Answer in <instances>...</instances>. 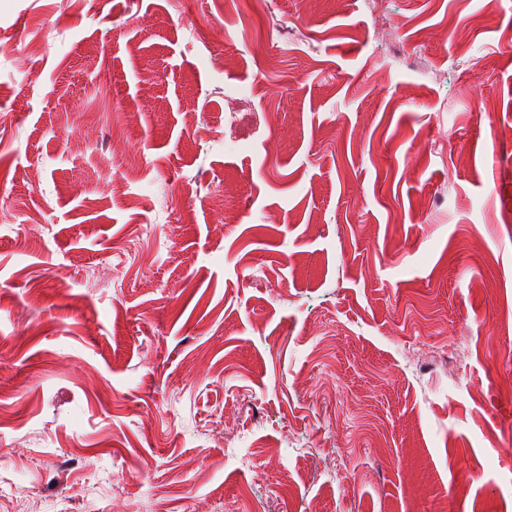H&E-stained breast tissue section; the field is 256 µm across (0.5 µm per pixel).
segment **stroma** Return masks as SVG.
I'll return each mask as SVG.
<instances>
[{"label": "stroma", "mask_w": 512, "mask_h": 512, "mask_svg": "<svg viewBox=\"0 0 512 512\" xmlns=\"http://www.w3.org/2000/svg\"><path fill=\"white\" fill-rule=\"evenodd\" d=\"M506 43L512 0H0V512H512Z\"/></svg>", "instance_id": "obj_1"}]
</instances>
